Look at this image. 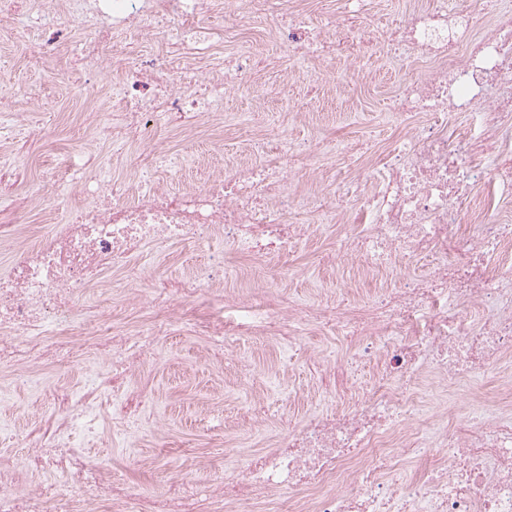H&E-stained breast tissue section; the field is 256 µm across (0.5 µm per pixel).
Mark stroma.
I'll use <instances>...</instances> for the list:
<instances>
[{
	"mask_svg": "<svg viewBox=\"0 0 512 512\" xmlns=\"http://www.w3.org/2000/svg\"><path fill=\"white\" fill-rule=\"evenodd\" d=\"M19 20L26 26L24 37L0 34V108L22 116L0 136V190L31 196L30 232L37 235L68 214L72 188L52 170L61 160H82L89 127L75 116L109 107L111 80L89 81L72 67L50 75L30 68L28 48L41 43L43 29L28 15ZM253 37L274 66L258 82L239 80L225 94L223 123L202 128L196 138L170 128L154 142V149H169L183 158L180 170L164 172L169 186L200 185L223 171L226 162L252 161L251 139L237 133L242 122L260 124L265 136H280L301 147L327 137L362 143V151L354 154L324 152L317 171L300 172L295 182L307 193L332 190L330 175L336 167L360 175L370 160V144L385 148L406 133V124L386 123L383 113L401 84L420 75V68L397 65L380 54L363 65L339 57L330 66L317 59L293 66L262 31H254ZM270 91L292 101L288 113L257 116ZM337 230L333 224L315 225L290 257L295 274L283 279L290 297L312 304L342 293L361 301L371 297L379 282L391 280L384 270L324 263ZM207 345L205 337L185 329L147 348L140 380L158 398L138 416L131 433L116 434L111 422H104L101 435L84 443L90 465L135 488L172 465L198 481L220 480L225 465L234 460L233 450L253 452L278 431L271 421L241 427L238 416L246 406L273 402L284 418L304 420L324 405L313 381L310 352L338 363L347 360L343 341L320 331L312 332L304 349L288 357L260 336L242 337L236 357L219 362L208 354ZM95 368V363L82 362L46 370L40 388L0 377V452H18L20 431L32 406L45 402L47 387L60 382L80 387ZM146 460L154 461V469L143 468Z\"/></svg>",
	"mask_w": 512,
	"mask_h": 512,
	"instance_id": "35a3bbf8",
	"label": "stroma"
}]
</instances>
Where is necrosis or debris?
<instances>
[{
	"label": "necrosis or debris",
	"mask_w": 512,
	"mask_h": 512,
	"mask_svg": "<svg viewBox=\"0 0 512 512\" xmlns=\"http://www.w3.org/2000/svg\"><path fill=\"white\" fill-rule=\"evenodd\" d=\"M282 0H224V27L203 21L211 0H55L44 42L28 55L41 69L69 46L80 23L77 54L89 71L115 73L112 109L91 112L97 138L129 146L147 125L192 132L222 119L220 66L252 71L251 28L261 25L289 60L372 57L362 35L363 0H345L339 21L284 18ZM177 26L183 39L165 42L154 66L137 43L107 53L108 31L160 34ZM390 59L423 60L427 74L402 83L387 112L410 121L407 134L379 152L353 186L357 206L334 195L316 202L293 189V164L315 165L319 150L256 139L258 158L226 165L209 183L172 189L151 170L113 177L123 162L88 155L66 165L62 180L78 190L65 220L27 241V203L0 205V246L9 257L0 274V367L39 379L40 366L93 360L77 389L56 385L20 437L23 464L0 458V512H45L66 489L68 505L110 503L119 512H197V483L171 481L165 491L113 482L88 464L72 439L135 418L153 395L133 378L144 343L176 326L223 340L267 336L284 353L310 330L343 337L358 360L376 361L374 383L343 408L283 424L267 448L206 491L224 512H512V391L493 411L476 414L473 385L488 368L512 359V0H416L391 17L384 32ZM184 61L179 82L171 60ZM470 117L451 128L453 113ZM361 225L340 236L325 256H356L366 267L395 272L397 286L356 303L336 299L301 305L270 291L265 298L231 288L230 273L199 269L150 280L145 253L171 243L224 244L228 256L265 262L271 280L307 239L313 223ZM126 281L132 319L112 315V281ZM443 391L470 388L453 409L426 415L415 394L427 378ZM62 485L48 483V476Z\"/></svg>",
	"instance_id": "obj_1"
}]
</instances>
